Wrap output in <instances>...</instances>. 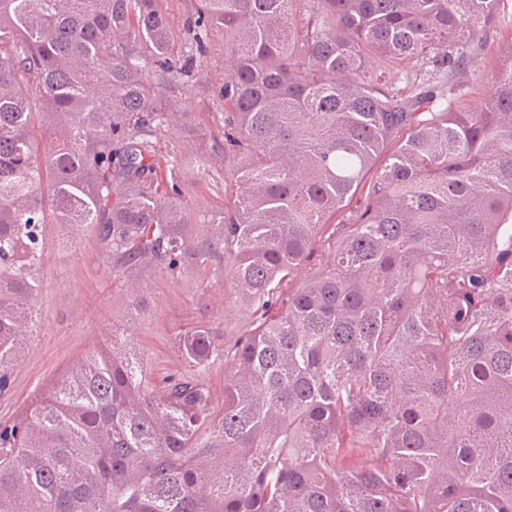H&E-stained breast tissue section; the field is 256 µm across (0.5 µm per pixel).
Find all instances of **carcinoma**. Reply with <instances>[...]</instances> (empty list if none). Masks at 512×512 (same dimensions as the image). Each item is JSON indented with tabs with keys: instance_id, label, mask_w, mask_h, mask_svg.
Returning <instances> with one entry per match:
<instances>
[{
	"instance_id": "carcinoma-1",
	"label": "carcinoma",
	"mask_w": 512,
	"mask_h": 512,
	"mask_svg": "<svg viewBox=\"0 0 512 512\" xmlns=\"http://www.w3.org/2000/svg\"><path fill=\"white\" fill-rule=\"evenodd\" d=\"M157 2L0 0V393L46 224L127 277L221 255L251 322L158 385L88 352L0 427V512H512V0H199L178 57ZM213 37L235 195L193 242L157 96ZM475 69L477 68L471 66L467 74L460 79L463 82L462 89L468 91L467 104L473 109L484 106V96L478 80L479 72ZM212 397L217 404L224 402V360L212 363L204 374Z\"/></svg>"
}]
</instances>
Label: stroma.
Masks as SVG:
<instances>
[{
    "label": "stroma",
    "mask_w": 512,
    "mask_h": 512,
    "mask_svg": "<svg viewBox=\"0 0 512 512\" xmlns=\"http://www.w3.org/2000/svg\"><path fill=\"white\" fill-rule=\"evenodd\" d=\"M224 52L213 45L203 66L172 93L168 111L181 123L157 135L160 154L180 159L182 199L189 224L184 235L204 240L207 220L229 206L234 184L225 175L222 112ZM47 259L41 269L36 329L26 338L9 389L0 394V426L29 408L54 380L89 349L114 335L132 338L146 352L160 376L187 372L178 340L209 327L220 334H242L248 309L233 302L224 288V262L216 260L208 278L187 267L175 274L143 264L138 274L113 273L96 238L88 231L44 227Z\"/></svg>",
    "instance_id": "35a3bbf8"
}]
</instances>
